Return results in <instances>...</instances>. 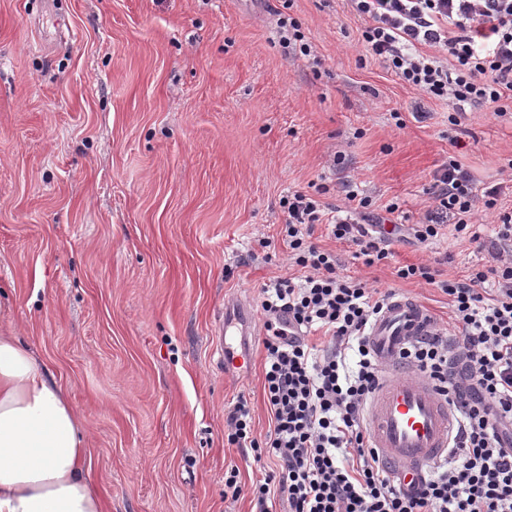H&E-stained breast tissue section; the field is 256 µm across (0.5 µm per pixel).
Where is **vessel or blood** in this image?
<instances>
[{
	"label": "vessel or blood",
	"mask_w": 512,
	"mask_h": 512,
	"mask_svg": "<svg viewBox=\"0 0 512 512\" xmlns=\"http://www.w3.org/2000/svg\"><path fill=\"white\" fill-rule=\"evenodd\" d=\"M430 330V315L415 300L397 294L372 321L368 347L381 378L365 410L373 448L398 476L403 490L417 487L429 466L446 455L459 431L456 409L420 374H406L401 352Z\"/></svg>",
	"instance_id": "vessel-or-blood-1"
}]
</instances>
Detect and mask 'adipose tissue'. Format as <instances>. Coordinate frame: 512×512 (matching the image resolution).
<instances>
[{
    "mask_svg": "<svg viewBox=\"0 0 512 512\" xmlns=\"http://www.w3.org/2000/svg\"><path fill=\"white\" fill-rule=\"evenodd\" d=\"M85 446L67 393L19 337L0 335V512H104Z\"/></svg>",
    "mask_w": 512,
    "mask_h": 512,
    "instance_id": "adipose-tissue-1",
    "label": "adipose tissue"
}]
</instances>
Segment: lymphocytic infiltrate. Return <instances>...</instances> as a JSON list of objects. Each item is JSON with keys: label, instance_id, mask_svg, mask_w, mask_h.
Instances as JSON below:
<instances>
[{"label": "lymphocytic infiltrate", "instance_id": "f902f5d3", "mask_svg": "<svg viewBox=\"0 0 512 512\" xmlns=\"http://www.w3.org/2000/svg\"><path fill=\"white\" fill-rule=\"evenodd\" d=\"M347 5L361 21L366 53L428 99L448 102L449 124L484 107L498 117L512 107V0ZM429 193L419 221L388 229L372 212L371 197L355 190L346 192L341 215L311 194L283 198L289 257L302 274L262 288L272 427L256 436L243 398L226 418L229 444L277 462L252 486L257 512H273L277 500L288 512H512V211L500 206L512 184L478 187L452 158L435 171ZM480 212L497 218L493 266L462 282L441 278L428 264L394 269L398 279L435 285L448 297L452 327L434 325L399 359L432 380L462 421L447 460L406 493L369 447L363 421L380 375L366 331L389 295L341 273L335 255L311 238L325 226L372 267L392 257V240L404 231L420 243L448 229L479 242ZM317 332L321 342H311Z\"/></svg>", "mask_w": 512, "mask_h": 512}]
</instances>
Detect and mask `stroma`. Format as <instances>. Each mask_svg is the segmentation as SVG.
<instances>
[{
  "instance_id": "stroma-1",
  "label": "stroma",
  "mask_w": 512,
  "mask_h": 512,
  "mask_svg": "<svg viewBox=\"0 0 512 512\" xmlns=\"http://www.w3.org/2000/svg\"><path fill=\"white\" fill-rule=\"evenodd\" d=\"M283 14L320 64L283 48ZM360 27L345 0H0V328L72 401L105 512H255L248 489L275 464L229 445L224 419L242 396L256 433L271 424L260 293L299 273L283 197L322 186L341 209L349 180L412 224L448 155L500 181L512 118L470 112L451 146L448 104L367 56ZM313 241L444 325L447 297L395 267L460 280L493 263L451 235L371 268L324 227ZM241 300L251 363L228 372L218 325Z\"/></svg>"
}]
</instances>
